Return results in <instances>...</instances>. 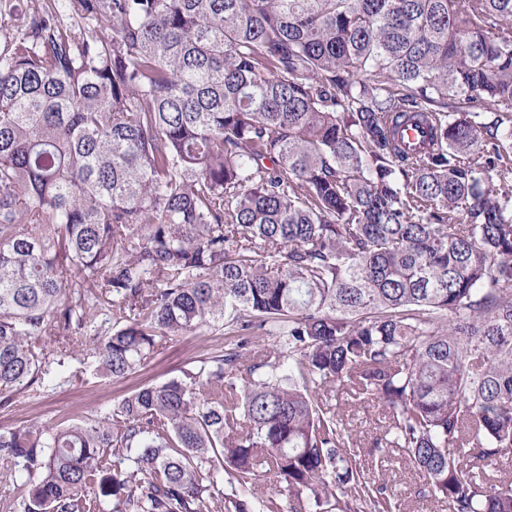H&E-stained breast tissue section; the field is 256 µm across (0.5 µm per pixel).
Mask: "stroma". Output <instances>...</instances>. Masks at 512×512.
<instances>
[{"label": "stroma", "instance_id": "35a3bbf8", "mask_svg": "<svg viewBox=\"0 0 512 512\" xmlns=\"http://www.w3.org/2000/svg\"><path fill=\"white\" fill-rule=\"evenodd\" d=\"M222 333L203 327L196 332L162 340L147 363L126 377L113 379L93 371V358L81 354L66 369L67 382L54 392H25L7 407H0V428L20 425H58L98 418L136 388L159 384L197 366L212 353L223 350ZM367 472L382 475L396 488L407 512H441L440 504L415 500L411 490L420 476L395 454L362 460Z\"/></svg>", "mask_w": 512, "mask_h": 512}]
</instances>
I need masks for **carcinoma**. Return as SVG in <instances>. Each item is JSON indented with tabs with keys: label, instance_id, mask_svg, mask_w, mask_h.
<instances>
[{
	"label": "carcinoma",
	"instance_id": "cac0c4a2",
	"mask_svg": "<svg viewBox=\"0 0 512 512\" xmlns=\"http://www.w3.org/2000/svg\"><path fill=\"white\" fill-rule=\"evenodd\" d=\"M68 2L112 41L0 0V406L75 345L112 378L225 345L0 429V509L401 512L359 462L389 449L414 497L512 512V0ZM224 349V334L202 327L194 333L166 338L147 363L124 378L96 375L86 350L65 368L68 382L49 394L25 392L0 407V428L58 425L98 418L136 388L159 384L200 364ZM81 360V363H80ZM84 362V363H83ZM345 419L361 439L362 445L368 448L378 430V411L376 408H360L350 402L345 406Z\"/></svg>",
	"mask_w": 512,
	"mask_h": 512
}]
</instances>
